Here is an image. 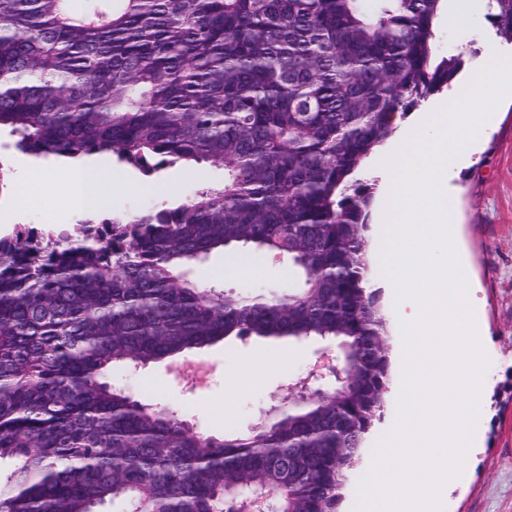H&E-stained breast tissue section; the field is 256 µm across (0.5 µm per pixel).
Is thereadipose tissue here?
I'll return each instance as SVG.
<instances>
[{
  "mask_svg": "<svg viewBox=\"0 0 512 512\" xmlns=\"http://www.w3.org/2000/svg\"><path fill=\"white\" fill-rule=\"evenodd\" d=\"M69 177V192L74 203L84 209H93L112 192L111 161L94 157L58 158L52 165L28 164L26 186L34 190L39 200H46L58 173Z\"/></svg>",
  "mask_w": 512,
  "mask_h": 512,
  "instance_id": "ef3b65f1",
  "label": "adipose tissue"
}]
</instances>
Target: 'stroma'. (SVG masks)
Listing matches in <instances>:
<instances>
[{"instance_id":"1","label":"stroma","mask_w":512,"mask_h":512,"mask_svg":"<svg viewBox=\"0 0 512 512\" xmlns=\"http://www.w3.org/2000/svg\"><path fill=\"white\" fill-rule=\"evenodd\" d=\"M471 2L472 9L456 23L452 20L455 0H445L433 50L438 55L463 50L471 58L454 89L431 96L421 103L419 112L455 100L469 73L484 64L486 45L512 55V43L499 36L488 16L487 0ZM495 113L494 124L482 133L467 163L456 168L451 182L465 256L481 284L478 297L489 367L481 444L466 465L463 484L449 494L446 512H512V98L499 102ZM114 169L118 177L112 194L97 209L101 218L175 205L201 187L224 181V169L218 164L165 167L153 177L166 189L155 193L139 189L145 176L133 166L118 162ZM66 182V176H59L47 202L17 203L15 224L37 227L46 239L75 234L88 215L75 208ZM252 258L260 266L254 277L236 274L237 260L230 247L212 251L188 265L184 273L198 287L235 294L278 291L294 281L287 263L261 252ZM324 347L321 341L217 343L134 372L117 370L113 381L145 402L168 407L195 431L217 436L244 433L275 404L282 388L305 376ZM259 353L270 357L273 367L260 379L246 378L235 388H226V371Z\"/></svg>"}]
</instances>
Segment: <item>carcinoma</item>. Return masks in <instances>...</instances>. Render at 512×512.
<instances>
[{"instance_id":"1","label":"carcinoma","mask_w":512,"mask_h":512,"mask_svg":"<svg viewBox=\"0 0 512 512\" xmlns=\"http://www.w3.org/2000/svg\"><path fill=\"white\" fill-rule=\"evenodd\" d=\"M442 0H0V130L35 158L144 173L213 162L178 205L0 237V512H339L392 379L369 286L366 160L447 88ZM512 41V0H490ZM238 245L288 261L283 294L197 287ZM336 342L342 377L246 433L194 431L112 383L221 340Z\"/></svg>"}]
</instances>
